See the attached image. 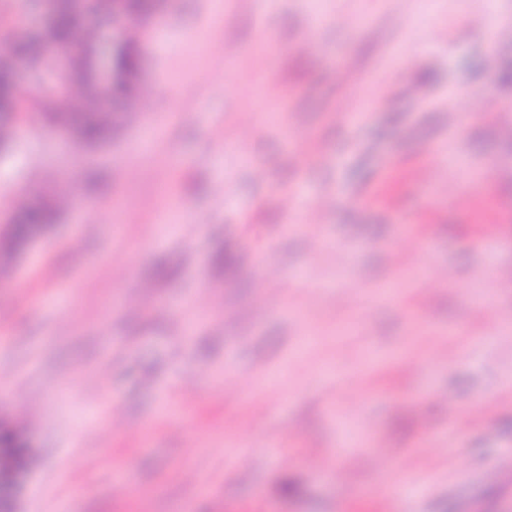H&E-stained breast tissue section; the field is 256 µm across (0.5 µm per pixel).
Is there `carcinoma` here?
I'll use <instances>...</instances> for the list:
<instances>
[{
  "instance_id": "cac0c4a2",
  "label": "carcinoma",
  "mask_w": 512,
  "mask_h": 512,
  "mask_svg": "<svg viewBox=\"0 0 512 512\" xmlns=\"http://www.w3.org/2000/svg\"><path fill=\"white\" fill-rule=\"evenodd\" d=\"M49 21L41 31L25 35L13 45L12 53L0 57V112H20L33 101L44 103L43 118L51 126L61 129L76 128L87 142L110 139L114 130L112 105L124 100L135 106L147 94L135 73L140 69L139 56L124 48L112 54L114 80L107 92L99 94L94 84V71L98 65L97 44L99 29L81 27L78 16L90 12L108 21L123 13L128 18L123 41L137 44L147 35V18L156 8L155 0H47ZM68 50L69 68L79 75L67 97L58 99L45 93V83L55 71L47 46ZM24 59L32 72V81L26 87L16 84L15 62ZM59 207L33 204L23 200L8 214L9 224L0 254L13 255L38 227L52 225L58 218Z\"/></svg>"
}]
</instances>
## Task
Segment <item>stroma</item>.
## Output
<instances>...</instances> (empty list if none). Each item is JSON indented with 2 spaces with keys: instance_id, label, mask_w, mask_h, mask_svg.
<instances>
[{
  "instance_id": "obj_1",
  "label": "stroma",
  "mask_w": 512,
  "mask_h": 512,
  "mask_svg": "<svg viewBox=\"0 0 512 512\" xmlns=\"http://www.w3.org/2000/svg\"><path fill=\"white\" fill-rule=\"evenodd\" d=\"M40 3L0 0V43ZM493 16L512 0H159L140 124L87 148L12 114L0 219L74 200L0 276V419L39 459L16 512H512Z\"/></svg>"
}]
</instances>
